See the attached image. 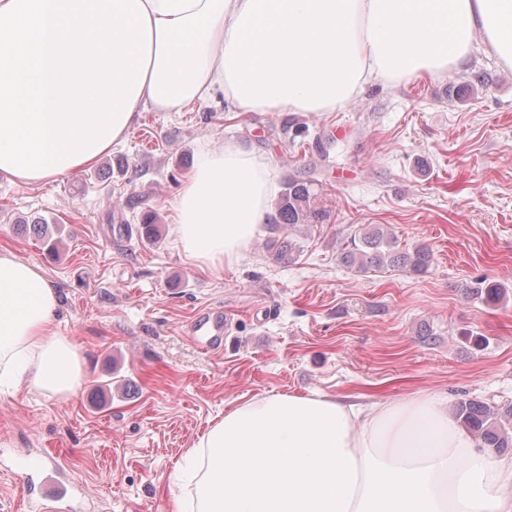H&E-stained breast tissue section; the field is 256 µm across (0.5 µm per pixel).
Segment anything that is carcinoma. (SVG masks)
<instances>
[{"instance_id": "1", "label": "carcinoma", "mask_w": 512, "mask_h": 512, "mask_svg": "<svg viewBox=\"0 0 512 512\" xmlns=\"http://www.w3.org/2000/svg\"><path fill=\"white\" fill-rule=\"evenodd\" d=\"M319 194L314 180L300 173L288 178L286 187L276 204L274 221L270 229L281 231L300 224H320L327 218L319 208ZM273 257L278 261L290 260L297 251L289 236L270 240ZM432 257L430 247L421 244L412 250H401L396 241L379 228L357 231L347 239L341 249L340 260L346 267L367 273L382 269H401L412 272L426 270ZM465 293L487 302H498L505 294L501 284L479 278L463 286ZM453 411L460 423L480 443L494 451L512 448V402L488 403L476 399H461L454 403Z\"/></svg>"}]
</instances>
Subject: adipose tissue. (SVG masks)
<instances>
[{"mask_svg": "<svg viewBox=\"0 0 512 512\" xmlns=\"http://www.w3.org/2000/svg\"><path fill=\"white\" fill-rule=\"evenodd\" d=\"M478 44L512 69V0H0V176L70 175L141 110L218 93L237 112H332L367 85L446 74ZM275 171L240 146L204 153L175 203L178 249L238 264L272 216ZM57 304L38 267L0 253V387L78 389ZM188 455L204 472L173 512H512V458L429 393L364 410L266 393L225 408Z\"/></svg>", "mask_w": 512, "mask_h": 512, "instance_id": "1", "label": "adipose tissue"}]
</instances>
